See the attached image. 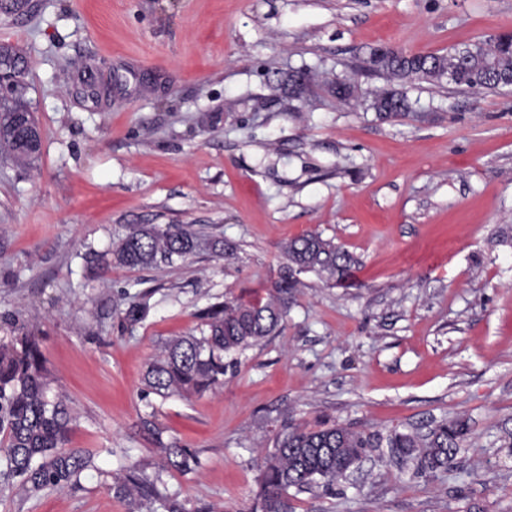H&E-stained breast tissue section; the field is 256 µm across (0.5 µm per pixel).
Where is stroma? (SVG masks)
<instances>
[{
    "label": "stroma",
    "mask_w": 512,
    "mask_h": 512,
    "mask_svg": "<svg viewBox=\"0 0 512 512\" xmlns=\"http://www.w3.org/2000/svg\"><path fill=\"white\" fill-rule=\"evenodd\" d=\"M503 31L512 0H28L0 20L44 135L31 166L0 158V342L35 337L71 408L66 446L94 461L64 489L0 482V512H126L109 486L158 463L156 428L200 458L162 475L187 512H260L277 434L458 418L470 432L447 472L373 453L294 512H512V87L415 80L412 111L389 116L371 101L393 79L364 68L375 47L444 53ZM137 224L231 253L112 264ZM308 231L359 258L351 279L300 273L283 330L222 387L148 392L163 345L200 334L211 304L267 296ZM134 300L149 312L130 327Z\"/></svg>",
    "instance_id": "obj_1"
}]
</instances>
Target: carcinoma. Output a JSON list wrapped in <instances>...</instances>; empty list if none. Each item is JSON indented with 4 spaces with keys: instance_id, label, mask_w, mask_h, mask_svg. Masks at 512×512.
<instances>
[{
    "instance_id": "carcinoma-1",
    "label": "carcinoma",
    "mask_w": 512,
    "mask_h": 512,
    "mask_svg": "<svg viewBox=\"0 0 512 512\" xmlns=\"http://www.w3.org/2000/svg\"><path fill=\"white\" fill-rule=\"evenodd\" d=\"M367 64L400 80L446 81L474 93L501 89L512 85V33L453 47L443 54L375 48ZM0 69L13 74L20 90L17 96L0 102V153L26 167L34 161V154L16 128L17 111L25 107V60L4 47L0 49ZM371 107L381 114L411 111L406 92L395 87L376 93ZM227 252L224 240L182 225L142 224L113 247L112 256L117 265L144 268L201 253L221 258ZM284 252L287 262L271 281L266 299L214 303L201 313L206 327L202 336H178L165 343L145 372L149 391L161 397H184L216 388L224 381L225 358L281 331L288 314V295L298 287L299 273L325 272L341 285L358 264L353 253L316 232L289 240ZM70 420L66 400L52 391L36 341L25 335L11 345L0 344V477L6 482L20 479L30 494L77 483L81 473L92 467V459L79 450H63ZM468 432L466 421L454 420L441 422L425 434L394 429L383 436L336 424L279 434L263 464L260 512H292L289 490L300 494L316 487L331 489L370 451L382 446L415 463L418 473H444ZM153 435L162 469L188 475L200 467L194 450L164 440L158 428ZM159 483V474L150 473L146 465L133 464L114 478L110 491L129 512L155 503L163 512H186L178 496L162 491Z\"/></svg>"
}]
</instances>
